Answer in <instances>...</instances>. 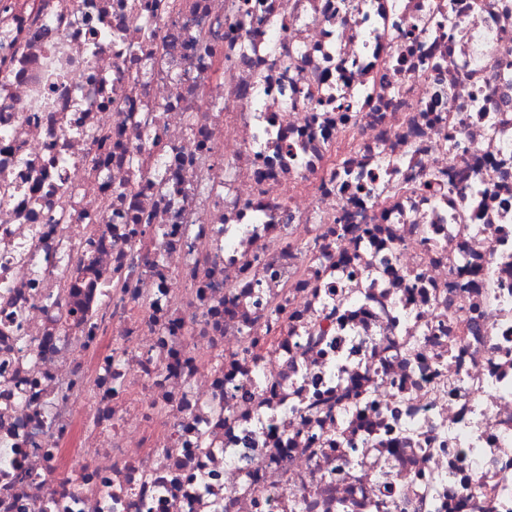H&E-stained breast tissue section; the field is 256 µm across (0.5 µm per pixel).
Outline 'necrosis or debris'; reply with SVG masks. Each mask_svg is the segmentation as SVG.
<instances>
[{
    "label": "necrosis or debris",
    "mask_w": 512,
    "mask_h": 512,
    "mask_svg": "<svg viewBox=\"0 0 512 512\" xmlns=\"http://www.w3.org/2000/svg\"><path fill=\"white\" fill-rule=\"evenodd\" d=\"M0 512H512V0H0Z\"/></svg>",
    "instance_id": "necrosis-or-debris-1"
}]
</instances>
